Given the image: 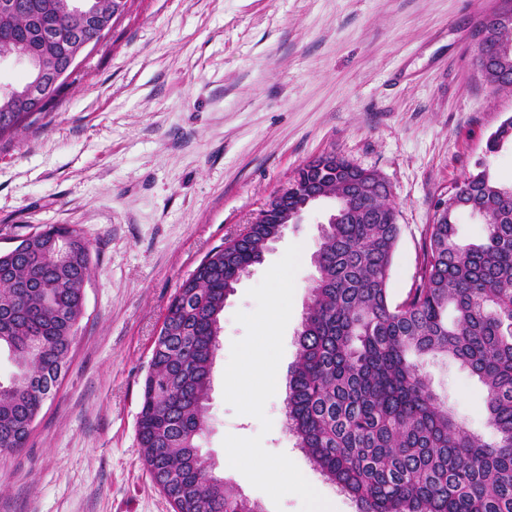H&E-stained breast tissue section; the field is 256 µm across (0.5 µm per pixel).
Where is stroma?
Segmentation results:
<instances>
[{"mask_svg":"<svg viewBox=\"0 0 512 512\" xmlns=\"http://www.w3.org/2000/svg\"><path fill=\"white\" fill-rule=\"evenodd\" d=\"M494 0H130L78 60L22 135L0 142V249L18 234L79 225L91 243L86 313L64 379L25 445L0 457V512H172L143 464L142 386L166 308L204 256L249 224L295 171L334 153L377 171L399 209L390 279L412 287L435 201L488 160L512 179V147L485 158L512 115L474 58ZM336 206L291 224L224 303L212 395L199 439L216 475L262 512L274 504L229 467L226 435L262 436L288 455L334 512L356 501L325 480L287 430L286 376L317 269L313 253ZM293 244L301 245L276 393L262 432L224 400L237 311ZM434 392L475 435L490 438L485 390L450 357L425 360Z\"/></svg>","mask_w":512,"mask_h":512,"instance_id":"35a3bbf8","label":"stroma"}]
</instances>
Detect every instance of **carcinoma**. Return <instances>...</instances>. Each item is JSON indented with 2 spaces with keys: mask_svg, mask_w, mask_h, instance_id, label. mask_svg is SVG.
I'll list each match as a JSON object with an SVG mask.
<instances>
[{
  "mask_svg": "<svg viewBox=\"0 0 512 512\" xmlns=\"http://www.w3.org/2000/svg\"><path fill=\"white\" fill-rule=\"evenodd\" d=\"M5 19L15 33L0 56L37 53L54 26L50 53L67 61L81 33L71 0H18ZM491 59L512 73V25L493 29ZM32 112L0 98V139L42 113L61 84L52 74ZM512 144V116L485 143V156ZM448 196V216L426 225L417 277L399 303L389 283L400 236L398 212L369 183L373 172L338 156L306 163L298 190L338 203L322 232L288 375V432L313 467L351 495L359 512H512V181L487 161ZM486 224L484 241L457 240L456 215ZM82 244L54 257V240ZM278 224H250L208 253L203 284L186 279L167 306L153 368L142 388L137 438L143 462L173 512H261L213 474L197 443L210 398L212 358L223 330L224 297L260 263ZM28 248L0 252V350L16 371L0 382V455L22 447L44 402L68 370L82 319V281L92 273L90 242L75 225L25 234ZM451 356L484 385L486 441L457 420L431 389L425 359Z\"/></svg>",
  "mask_w": 512,
  "mask_h": 512,
  "instance_id": "obj_1",
  "label": "carcinoma"
}]
</instances>
